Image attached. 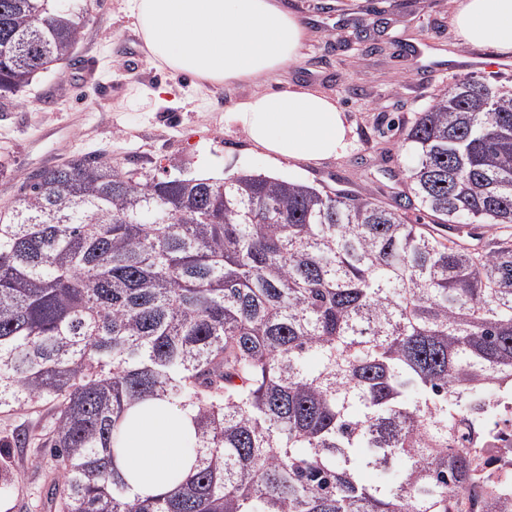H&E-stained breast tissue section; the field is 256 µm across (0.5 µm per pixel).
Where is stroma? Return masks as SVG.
<instances>
[{
	"label": "stroma",
	"instance_id": "obj_1",
	"mask_svg": "<svg viewBox=\"0 0 512 512\" xmlns=\"http://www.w3.org/2000/svg\"><path fill=\"white\" fill-rule=\"evenodd\" d=\"M304 17L310 38L302 59L277 78L280 87H311L334 98L353 127L346 155L318 163L265 158L224 114L254 87L197 93L190 79L168 80L145 59L144 46L122 11L121 0H93L81 62L93 60L90 78L74 66L39 74L27 91L0 108V207L40 167L77 155L104 152L148 177L214 179L250 171L300 180L327 190H368L394 202L411 163L401 148V125L432 102L439 87L463 79L512 85V68L476 67L493 57L457 37L449 24L453 0H286ZM170 90L162 100L151 91ZM54 421V404L0 410V438L21 429L41 434ZM37 448H14V482L0 496V512H40L49 494L51 467L37 469Z\"/></svg>",
	"mask_w": 512,
	"mask_h": 512
}]
</instances>
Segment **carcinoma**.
<instances>
[{"instance_id":"1","label":"carcinoma","mask_w":512,"mask_h":512,"mask_svg":"<svg viewBox=\"0 0 512 512\" xmlns=\"http://www.w3.org/2000/svg\"><path fill=\"white\" fill-rule=\"evenodd\" d=\"M90 0H0V99L74 60ZM409 194L247 171L43 167L0 210V409L57 400L53 512H454L464 419L512 396V89L436 90L402 132ZM194 411L196 466L142 498L127 409ZM409 216L411 219V222L413 224L420 223V224H428L429 226H434V224H429L430 218L426 216L423 212H418L416 210H412L409 212ZM439 230L440 234L443 235H450L453 238H457L461 243L465 245H471L472 247H481L483 246L489 239L493 238L491 235V232L487 231V228H477L473 230H469L471 233H474L475 236L464 233H459L458 230H455L453 233H448V228L445 227H435ZM478 233V234H477ZM480 236V237H478Z\"/></svg>"}]
</instances>
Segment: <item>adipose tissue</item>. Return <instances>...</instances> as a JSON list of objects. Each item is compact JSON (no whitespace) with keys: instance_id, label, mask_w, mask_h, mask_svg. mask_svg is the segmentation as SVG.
Segmentation results:
<instances>
[{"instance_id":"ef3b65f1","label":"adipose tissue","mask_w":512,"mask_h":512,"mask_svg":"<svg viewBox=\"0 0 512 512\" xmlns=\"http://www.w3.org/2000/svg\"><path fill=\"white\" fill-rule=\"evenodd\" d=\"M450 24L466 44L512 54V0H454ZM148 59L198 89L252 83L227 119L267 158L318 162L347 153L346 113L330 96L264 83L302 57L309 28L281 0H124ZM191 411L162 401L127 410L115 468L139 496L170 490L194 464Z\"/></svg>"}]
</instances>
